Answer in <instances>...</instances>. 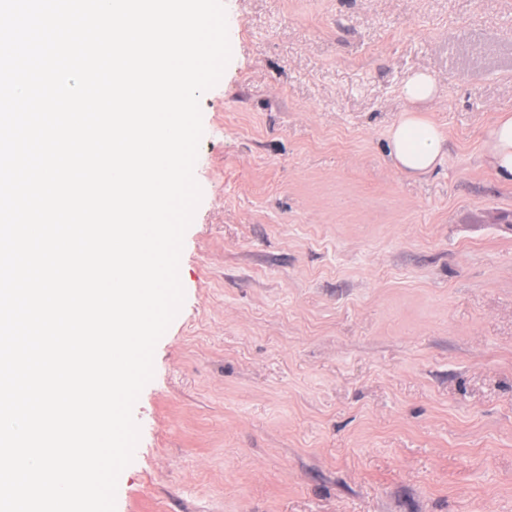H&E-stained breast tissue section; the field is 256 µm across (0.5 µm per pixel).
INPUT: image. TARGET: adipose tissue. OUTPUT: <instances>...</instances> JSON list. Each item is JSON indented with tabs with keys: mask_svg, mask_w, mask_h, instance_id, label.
Returning <instances> with one entry per match:
<instances>
[{
	"mask_svg": "<svg viewBox=\"0 0 512 512\" xmlns=\"http://www.w3.org/2000/svg\"><path fill=\"white\" fill-rule=\"evenodd\" d=\"M436 92L433 79L423 72L410 77L401 90L411 109L392 127L389 139L394 164L407 174L428 173L445 151V139L440 130L415 110L416 105L432 100ZM488 143L491 166L512 176V115L497 118L489 130Z\"/></svg>",
	"mask_w": 512,
	"mask_h": 512,
	"instance_id": "ef3b65f1",
	"label": "adipose tissue"
}]
</instances>
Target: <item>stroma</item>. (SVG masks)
Wrapping results in <instances>:
<instances>
[{"mask_svg": "<svg viewBox=\"0 0 512 512\" xmlns=\"http://www.w3.org/2000/svg\"><path fill=\"white\" fill-rule=\"evenodd\" d=\"M182 308L116 512H512V0H223ZM446 137L391 161L400 91ZM437 92L433 79L426 73L418 72L410 77L401 90V95L410 105L432 100ZM489 163L504 175L512 176V115H502L489 130Z\"/></svg>", "mask_w": 512, "mask_h": 512, "instance_id": "obj_1", "label": "stroma"}]
</instances>
